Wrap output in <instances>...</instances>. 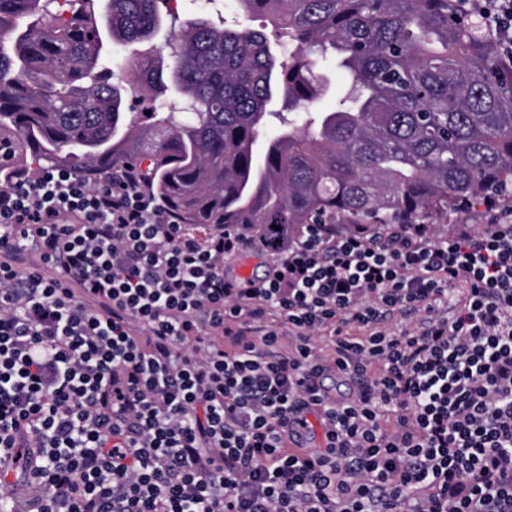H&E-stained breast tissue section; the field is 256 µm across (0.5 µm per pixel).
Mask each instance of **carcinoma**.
Instances as JSON below:
<instances>
[{"label": "carcinoma", "instance_id": "cac0c4a2", "mask_svg": "<svg viewBox=\"0 0 512 512\" xmlns=\"http://www.w3.org/2000/svg\"><path fill=\"white\" fill-rule=\"evenodd\" d=\"M71 2L66 18L59 0H0V132L90 185L135 169L188 230L273 248L305 224H429L512 187V80L461 0H235L278 42L195 16L164 67L104 40H155L169 0ZM316 56L347 74L330 111H310ZM278 102L295 115L258 149Z\"/></svg>", "mask_w": 512, "mask_h": 512}]
</instances>
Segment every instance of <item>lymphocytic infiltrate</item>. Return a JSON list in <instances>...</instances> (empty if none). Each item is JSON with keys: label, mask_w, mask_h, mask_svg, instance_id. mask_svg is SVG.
<instances>
[{"label": "lymphocytic infiltrate", "mask_w": 512, "mask_h": 512, "mask_svg": "<svg viewBox=\"0 0 512 512\" xmlns=\"http://www.w3.org/2000/svg\"><path fill=\"white\" fill-rule=\"evenodd\" d=\"M462 8L512 69V0ZM504 199L483 197L478 232L307 224L272 252L186 235L130 169L91 188L11 168L0 465L24 477L0 479V512H512ZM247 256L262 275L236 274Z\"/></svg>", "instance_id": "obj_1"}]
</instances>
